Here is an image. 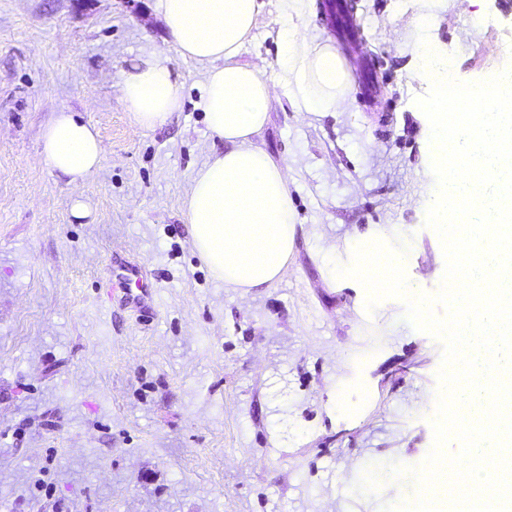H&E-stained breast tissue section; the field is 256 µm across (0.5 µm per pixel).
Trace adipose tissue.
Wrapping results in <instances>:
<instances>
[{"mask_svg":"<svg viewBox=\"0 0 512 512\" xmlns=\"http://www.w3.org/2000/svg\"><path fill=\"white\" fill-rule=\"evenodd\" d=\"M171 42L184 60L206 65L202 109L226 149L192 176L184 208L193 247L228 288H266L288 271L295 213L288 170L254 143L270 122L274 87L295 111L335 112L349 100L353 68L334 42L312 36L305 0H281L275 76L240 62L258 26L259 0H158ZM121 101L134 122L161 124L181 106L163 52L140 59L123 82ZM49 165L79 184L100 166L103 148L91 124L58 112L43 134Z\"/></svg>","mask_w":512,"mask_h":512,"instance_id":"obj_1","label":"adipose tissue"}]
</instances>
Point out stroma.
Returning a JSON list of instances; mask_svg holds the SVG:
<instances>
[{"instance_id": "obj_1", "label": "stroma", "mask_w": 512, "mask_h": 512, "mask_svg": "<svg viewBox=\"0 0 512 512\" xmlns=\"http://www.w3.org/2000/svg\"><path fill=\"white\" fill-rule=\"evenodd\" d=\"M358 5L382 93L313 114L275 91L255 142L288 168L295 247L282 281L243 292L192 245L183 200L224 143L206 67L157 0H0V512H381L421 495L443 342L401 299L367 309L331 255L382 228L409 296L442 289L418 31L435 15L434 48L483 81L512 64V0ZM280 20L262 0L241 61L275 63ZM159 50L181 107L146 129L121 85ZM62 110L103 146L77 186L41 152ZM115 253L154 274L149 320L108 301Z\"/></svg>"}]
</instances>
